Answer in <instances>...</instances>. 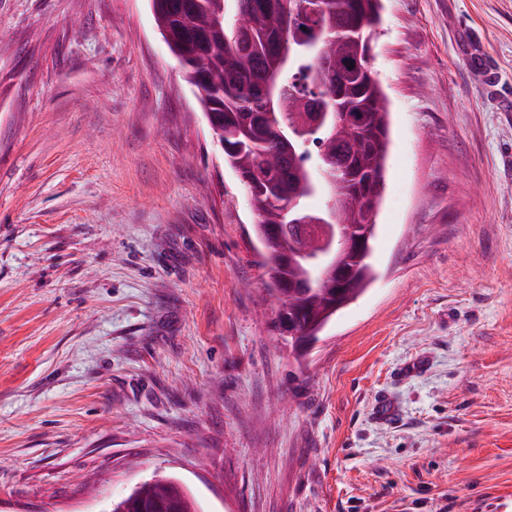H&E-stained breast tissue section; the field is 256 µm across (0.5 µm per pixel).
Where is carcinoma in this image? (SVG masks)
Wrapping results in <instances>:
<instances>
[{"label":"carcinoma","mask_w":512,"mask_h":512,"mask_svg":"<svg viewBox=\"0 0 512 512\" xmlns=\"http://www.w3.org/2000/svg\"><path fill=\"white\" fill-rule=\"evenodd\" d=\"M233 2L232 12L227 3ZM158 29L169 32L168 47L192 87L212 135L222 142L224 167L250 173L255 181L244 185L256 211V226L266 237L291 223L298 212L313 213L311 201L326 192L324 171L342 168L346 178L336 197V213L361 225L377 214L385 188L390 119L388 97L371 67L372 40L385 9L384 0H318V16H301L287 29L293 41H308L316 29L330 27L333 40L327 56L333 59L323 82L311 71L315 57L303 53L279 72L272 111L279 127L293 130L307 122L306 99L324 101L329 111L345 114L349 134L336 138L331 128H318L298 143L283 164L271 163L277 152V130L267 124L264 83L276 72L273 45L282 36L281 21L292 0H151ZM250 13L251 39L239 45L234 37L235 18L241 9ZM356 273L345 290L351 302L374 280L370 258L356 262ZM285 297L275 302L277 316L288 318L298 332L313 324H327V284L333 273L321 267L316 252L288 266ZM179 502L184 512H197L194 498L176 477L152 478L133 488L112 505L111 512H154L157 500Z\"/></svg>","instance_id":"carcinoma-1"}]
</instances>
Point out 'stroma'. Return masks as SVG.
<instances>
[{"instance_id":"obj_1","label":"stroma","mask_w":512,"mask_h":512,"mask_svg":"<svg viewBox=\"0 0 512 512\" xmlns=\"http://www.w3.org/2000/svg\"><path fill=\"white\" fill-rule=\"evenodd\" d=\"M376 278L305 355L149 0H0V512H512V0H385ZM164 498L175 499L185 512L198 511L194 498L177 477L156 478L155 475L113 503L111 512H120L121 509H126V512H154L158 507L156 499Z\"/></svg>"}]
</instances>
